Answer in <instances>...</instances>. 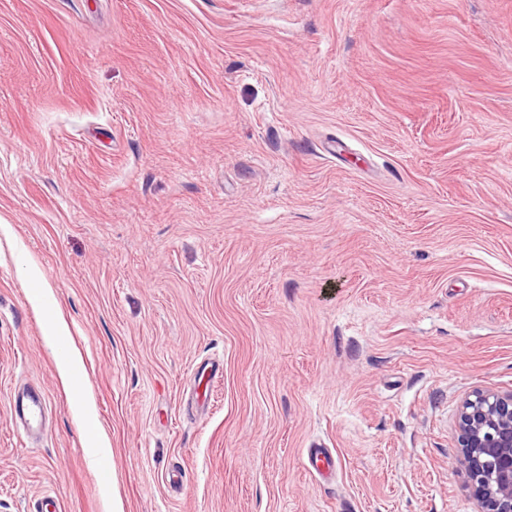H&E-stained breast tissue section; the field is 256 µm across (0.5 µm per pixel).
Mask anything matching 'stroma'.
I'll return each instance as SVG.
<instances>
[{
	"instance_id": "stroma-1",
	"label": "stroma",
	"mask_w": 512,
	"mask_h": 512,
	"mask_svg": "<svg viewBox=\"0 0 512 512\" xmlns=\"http://www.w3.org/2000/svg\"><path fill=\"white\" fill-rule=\"evenodd\" d=\"M0 222V512H107L55 314L124 512H475L459 408L512 389V0H0ZM69 336L68 325L61 315L53 322V329L47 342L56 346L60 357L58 358V374L63 385L72 391L71 405L78 418L87 428V454L90 462L100 471L108 470V475L103 483V489L108 496L109 512H123L121 499L114 493L112 487V471L109 469L110 451L108 439L103 431H99L94 425L96 417L92 404L77 390V379L82 369V361L79 353L72 349L67 338ZM45 397L28 385L25 396H14L10 403L11 414L18 417L29 432H41L45 421Z\"/></svg>"
}]
</instances>
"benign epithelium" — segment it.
Masks as SVG:
<instances>
[{
    "mask_svg": "<svg viewBox=\"0 0 512 512\" xmlns=\"http://www.w3.org/2000/svg\"><path fill=\"white\" fill-rule=\"evenodd\" d=\"M457 465L478 512H512V389L477 390L460 406Z\"/></svg>",
    "mask_w": 512,
    "mask_h": 512,
    "instance_id": "benign-epithelium-1",
    "label": "benign epithelium"
}]
</instances>
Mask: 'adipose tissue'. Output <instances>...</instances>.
<instances>
[{"label": "adipose tissue", "mask_w": 512, "mask_h": 512, "mask_svg": "<svg viewBox=\"0 0 512 512\" xmlns=\"http://www.w3.org/2000/svg\"><path fill=\"white\" fill-rule=\"evenodd\" d=\"M68 336L67 323L63 317H56L47 341L50 345L56 346L60 353L57 362L60 380L67 389L72 390L71 405L87 428L88 457L98 470L103 471L108 469L110 462L108 439L106 434L99 431L94 425L95 412L92 404L77 391V379L82 369V361L79 353L69 346Z\"/></svg>", "instance_id": "obj_1"}]
</instances>
